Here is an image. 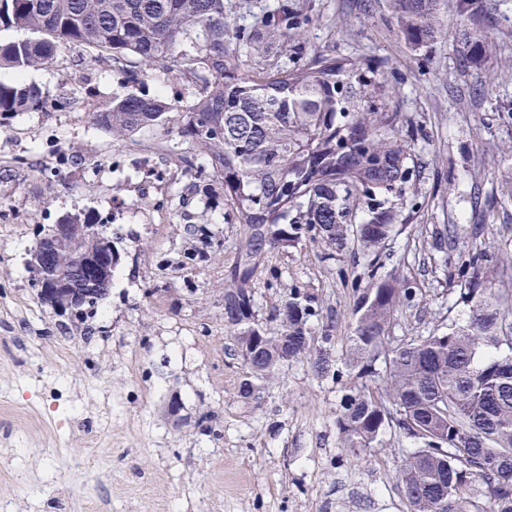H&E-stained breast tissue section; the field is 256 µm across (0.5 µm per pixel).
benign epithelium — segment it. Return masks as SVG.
Segmentation results:
<instances>
[{
    "label": "benign epithelium",
    "mask_w": 512,
    "mask_h": 512,
    "mask_svg": "<svg viewBox=\"0 0 512 512\" xmlns=\"http://www.w3.org/2000/svg\"><path fill=\"white\" fill-rule=\"evenodd\" d=\"M89 238L96 240L97 249L85 247ZM64 245L70 256L67 265L56 258ZM32 258L41 266L42 287L46 288L52 307L64 314L78 300L93 295L102 298L108 293L112 270L120 263L121 254L94 225L79 224L76 219L66 217L53 225L33 250Z\"/></svg>",
    "instance_id": "7a95c632"
}]
</instances>
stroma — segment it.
<instances>
[{
  "mask_svg": "<svg viewBox=\"0 0 512 512\" xmlns=\"http://www.w3.org/2000/svg\"><path fill=\"white\" fill-rule=\"evenodd\" d=\"M301 25L263 57L233 46L252 70L336 56L379 65L378 111L405 119L412 178L379 268L325 260L303 242L271 253L254 289L270 323L289 289L316 300L319 330L353 322V287L399 273L425 303L403 309L395 339L464 321L456 261L512 239V0H488L477 24L493 45L464 54L448 32L415 48L387 0H287ZM138 58L97 59L60 45L52 64L0 67V81L38 86L48 105L0 119V496L12 512H408L396 480L410 440L386 430L352 462L336 416L348 378L289 362L253 401L237 395L247 368L224 330V271L241 241L208 159L179 134L201 81L154 66L139 90L171 103L165 126L115 139L94 109L130 92ZM76 215L107 228L121 254L108 296L86 323L38 294L29 250L40 229ZM450 229L447 253L432 247ZM208 257L190 262L195 248ZM178 399L180 410L168 404ZM214 415L204 435L198 418Z\"/></svg>",
  "mask_w": 512,
  "mask_h": 512,
  "instance_id": "obj_1",
  "label": "stroma"
}]
</instances>
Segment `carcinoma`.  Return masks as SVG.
Listing matches in <instances>:
<instances>
[{
  "instance_id": "carcinoma-1",
  "label": "carcinoma",
  "mask_w": 512,
  "mask_h": 512,
  "mask_svg": "<svg viewBox=\"0 0 512 512\" xmlns=\"http://www.w3.org/2000/svg\"><path fill=\"white\" fill-rule=\"evenodd\" d=\"M437 0H388L406 40L431 46L447 26ZM487 17L486 0H458V21ZM0 26L39 34L0 42V66L18 71L50 63L60 44L89 48L115 62L134 56L204 83L180 133L224 180V200L241 242L224 275V329L236 344L267 337V351L248 363L252 386L274 378L283 360H310L319 375L341 377L330 357L334 325L319 336L314 298L292 288L275 308L276 331L256 320L255 276L274 251L309 241L334 260L368 256L390 238L397 213L388 204L411 178L410 144L397 112L373 111L374 72L349 59L322 56L309 65L252 74L228 45L241 31L224 24V0H0ZM300 22L288 0L246 37L263 55ZM463 49L481 56L491 45L462 29ZM366 72H361V69ZM44 104L34 85L0 82V117ZM171 105L160 95L129 92L92 112L114 138L165 123ZM360 223H355L357 213ZM501 256L475 247L460 266L459 300L468 318L427 336L394 340L391 330L418 298L408 278L389 274L354 289V322L344 365L354 385L337 416L343 447L364 459L389 428L415 445L397 482L409 512H512V294L496 289L483 266ZM480 482L477 493L469 492Z\"/></svg>"
}]
</instances>
